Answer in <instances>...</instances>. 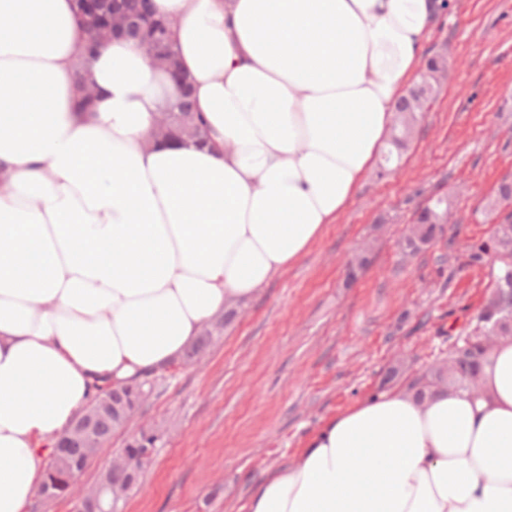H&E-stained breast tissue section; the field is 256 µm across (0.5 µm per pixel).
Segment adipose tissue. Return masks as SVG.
Wrapping results in <instances>:
<instances>
[{
    "label": "adipose tissue",
    "instance_id": "adipose-tissue-1",
    "mask_svg": "<svg viewBox=\"0 0 512 512\" xmlns=\"http://www.w3.org/2000/svg\"><path fill=\"white\" fill-rule=\"evenodd\" d=\"M442 0H155L209 146L123 38L89 70L73 0H0V512H25L95 381L180 358L297 264L376 166ZM480 388H396L326 422L244 512H512V336ZM179 65L183 75L180 85L179 95L170 104V122L178 131L179 136L171 140L190 139L200 145H206L208 142L207 124L201 114L196 110L192 87L188 76L183 71L180 61Z\"/></svg>",
    "mask_w": 512,
    "mask_h": 512
}]
</instances>
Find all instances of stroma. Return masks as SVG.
<instances>
[{"instance_id":"35a3bbf8","label":"stroma","mask_w":512,"mask_h":512,"mask_svg":"<svg viewBox=\"0 0 512 512\" xmlns=\"http://www.w3.org/2000/svg\"><path fill=\"white\" fill-rule=\"evenodd\" d=\"M448 78L386 176L370 173L337 223L243 303L198 360L166 378L108 452L77 478L93 486L112 454L155 426L161 437L125 512H239L268 471L355 401L409 386L476 324L511 259H470L492 244L512 182V0H449L424 55ZM450 220L428 248L401 242L429 198ZM369 263L348 264L362 246Z\"/></svg>"}]
</instances>
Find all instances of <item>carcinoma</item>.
<instances>
[{
	"instance_id": "1",
	"label": "carcinoma",
	"mask_w": 512,
	"mask_h": 512,
	"mask_svg": "<svg viewBox=\"0 0 512 512\" xmlns=\"http://www.w3.org/2000/svg\"><path fill=\"white\" fill-rule=\"evenodd\" d=\"M100 11L106 15L104 25L95 31V35L82 44L78 56L79 68H87L101 45L112 38V12H118L130 22L141 15H149L155 21L152 34L161 42L174 45L172 39L173 23L156 14L152 0H101ZM448 63L444 53L437 52L426 62L419 74V79L409 90L396 108L393 126L392 145L397 150L406 148L423 112L435 99L447 78ZM169 114L172 126L178 131V139H190L200 145L208 142L207 124L200 112L196 110L192 87L188 76H183L178 97L170 104ZM448 215V199L437 198L425 206L405 239V248L414 253L433 242L437 236L438 225ZM496 248L503 254H512V226L501 224ZM226 320L219 318L201 331L197 339L185 350L182 359L166 365L156 372L146 375L141 381L120 388L112 389V384L105 381L94 385V394L88 404L79 413L90 434L102 440H111L112 433L131 420L135 411L128 409L119 417L112 415V410L103 408L100 403L119 397L128 400L140 398L145 393L155 391L160 381L171 376V370L197 358L203 350L224 330ZM512 336V265H505L495 277V286L485 308L478 316V325L467 336L457 340L448 358L432 364L424 373L416 377L411 387H430L455 385L471 389L477 384V369L480 359L488 351L486 336ZM157 439L150 438L142 432L126 448L131 459L132 470L127 473L105 472L96 488L101 494L103 506L97 512H112L113 488L122 486L131 491L137 488L144 467L139 458L146 452L154 451ZM102 452L100 448H85L76 444L70 448L54 449L46 467L44 480L53 483V498H63L70 492L73 479L80 473L91 457Z\"/></svg>"
}]
</instances>
